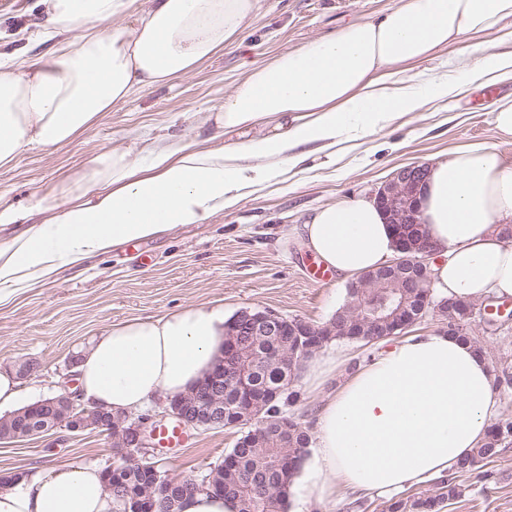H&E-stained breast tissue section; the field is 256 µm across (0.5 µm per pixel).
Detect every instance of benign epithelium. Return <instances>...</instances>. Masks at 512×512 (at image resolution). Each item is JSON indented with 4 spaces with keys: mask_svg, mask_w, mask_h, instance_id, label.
<instances>
[{
    "mask_svg": "<svg viewBox=\"0 0 512 512\" xmlns=\"http://www.w3.org/2000/svg\"><path fill=\"white\" fill-rule=\"evenodd\" d=\"M428 166L413 164L399 169L391 180L378 189L374 200L383 210L387 223L393 229L397 249L404 254L402 262L403 276L397 287L407 296H415L420 289L431 287L430 267L426 258L431 256L428 235H423L417 245H412L401 235V225L417 224L418 208L416 194L425 181ZM404 301L390 296L381 304L374 305L373 296L365 294L358 315L350 320L349 330L353 336H383L384 327L396 323L398 330L418 322L412 315L403 313ZM319 335L317 329L306 321H289L270 310L251 312L242 311L228 328V339L224 345V362L217 365L207 378L188 396H179L169 401V406L161 412H147L136 417L125 431V447L135 448L143 459H148L150 450L155 448L154 434L160 422L173 418L184 429H200L224 425V394L237 396L246 387L250 368L245 359L244 344L238 341L240 336H276L283 346L294 344L300 348V337L308 339L303 352L317 350L311 337ZM25 432L30 435H46L60 426L51 415L34 417L24 422ZM195 479H175L165 492L168 500L158 502L154 499L141 501L134 505L136 512H156L165 504L174 501L197 485Z\"/></svg>",
    "mask_w": 512,
    "mask_h": 512,
    "instance_id": "1",
    "label": "benign epithelium"
}]
</instances>
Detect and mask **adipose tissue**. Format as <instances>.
<instances>
[{"label": "adipose tissue", "instance_id": "1", "mask_svg": "<svg viewBox=\"0 0 512 512\" xmlns=\"http://www.w3.org/2000/svg\"><path fill=\"white\" fill-rule=\"evenodd\" d=\"M36 0L47 51L0 61V168L25 151L76 141L102 113L139 90L172 84L240 45L259 0ZM512 24V0H395L382 15L317 36L248 68L223 103L203 118L223 143L154 138L133 159L112 150L62 172L14 203L0 192V226L27 230L0 247V305L14 287H33L66 266L153 239L222 214L281 165L312 154L336 157L341 138L417 112L424 95L455 88L417 68L462 38H477L470 69L512 78V52L486 41ZM415 82L395 86L396 74ZM420 219L433 250L432 286L468 303L512 298V165L491 147L470 145L433 162L420 191ZM326 268L355 281L396 255L394 236L374 199L322 205L298 226ZM223 304L189 305L158 317L104 328L77 367L83 402L128 414L196 387L224 357ZM349 355L325 347L304 382L321 405L301 501L337 490L389 495L448 471L483 441L502 407L488 357L439 332L383 348L337 388ZM0 512H117L100 468L33 466L0 489Z\"/></svg>", "mask_w": 512, "mask_h": 512}]
</instances>
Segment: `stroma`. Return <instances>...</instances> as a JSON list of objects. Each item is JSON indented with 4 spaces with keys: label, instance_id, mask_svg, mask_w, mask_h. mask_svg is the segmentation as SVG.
Returning a JSON list of instances; mask_svg holds the SVG:
<instances>
[{
    "label": "stroma",
    "instance_id": "1",
    "mask_svg": "<svg viewBox=\"0 0 512 512\" xmlns=\"http://www.w3.org/2000/svg\"><path fill=\"white\" fill-rule=\"evenodd\" d=\"M394 0H260V9L241 47H231L172 85L136 93L73 144L23 153L0 169V191L24 200L35 187L90 156L173 134L193 141L199 118L223 102L249 65L299 48L354 21L373 18ZM471 39L454 52L423 63L422 71L452 83L462 94L429 103L427 111L395 118L366 137L336 145L334 165L314 170L282 168L266 187L241 199L224 214L149 241L132 242L57 278L25 289L0 306V367L20 375L23 404L57 393L71 372L70 361L86 350L101 329L134 317H156L191 304L220 302L225 316L251 308L271 310L314 325L326 323L343 304L347 285L337 276L311 281L317 261L296 235L317 206L372 196L402 167L429 162L472 143H488L512 162V140L496 136L495 102L512 98V79L479 88L466 64ZM239 436L234 428L191 431L182 447L164 448L156 458L175 478H202ZM112 440L97 430L61 427L25 439H0V474L36 464L49 466L112 463ZM492 468L499 483L464 476V497L448 512H512V444Z\"/></svg>",
    "mask_w": 512,
    "mask_h": 512
}]
</instances>
